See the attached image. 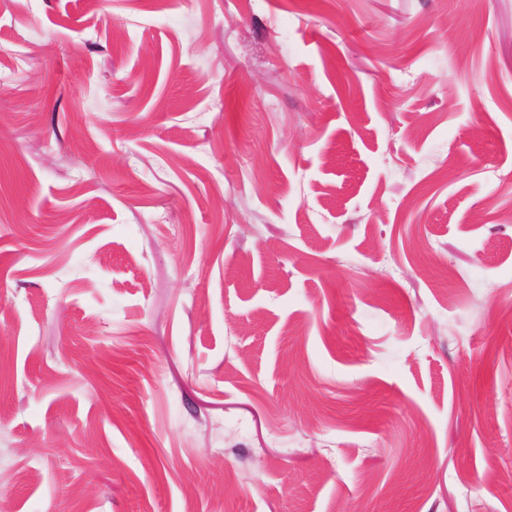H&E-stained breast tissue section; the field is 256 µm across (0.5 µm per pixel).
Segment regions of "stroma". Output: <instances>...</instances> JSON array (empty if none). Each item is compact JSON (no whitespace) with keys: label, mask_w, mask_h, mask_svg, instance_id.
<instances>
[{"label":"stroma","mask_w":512,"mask_h":512,"mask_svg":"<svg viewBox=\"0 0 512 512\" xmlns=\"http://www.w3.org/2000/svg\"><path fill=\"white\" fill-rule=\"evenodd\" d=\"M0 512H512V0H0Z\"/></svg>","instance_id":"stroma-1"}]
</instances>
